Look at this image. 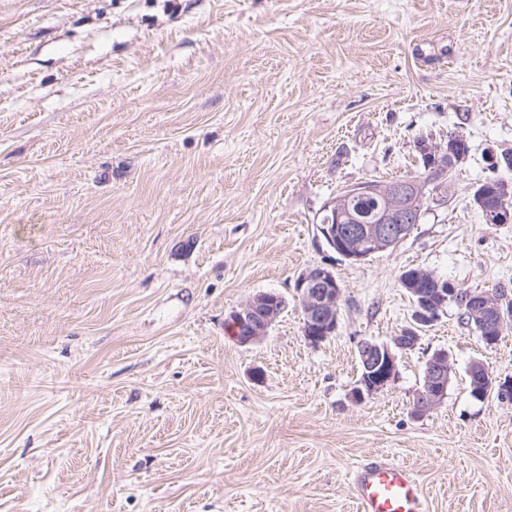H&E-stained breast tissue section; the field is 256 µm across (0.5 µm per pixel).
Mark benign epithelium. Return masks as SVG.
Instances as JSON below:
<instances>
[{
    "label": "benign epithelium",
    "instance_id": "1",
    "mask_svg": "<svg viewBox=\"0 0 512 512\" xmlns=\"http://www.w3.org/2000/svg\"><path fill=\"white\" fill-rule=\"evenodd\" d=\"M458 141L448 139V149L422 145L425 159L435 163L440 175L445 177L460 159L462 153L456 150ZM496 189L500 199L497 209L484 213L488 224H509L512 222V182L499 180ZM414 183L400 182L375 187L361 182L347 189L346 199L359 201L378 197L382 204L371 213L352 211L342 203H332L325 209V219L318 225L326 244L340 256L361 262L368 257L385 252L399 245L412 231L418 221L415 213ZM425 278L435 283L434 295H425L416 287L418 280ZM405 287L414 296V324L393 337L392 343H378L362 340L358 353L364 375L351 389V398L362 402L380 392L392 382L397 374L395 350L412 349L419 343L418 331L436 321L448 308V289L443 281L432 273L419 270L405 279ZM293 288L298 295L303 311V336L310 344L327 340L336 331L338 324L341 288L334 272L327 267H315L300 274ZM471 304L476 306L477 316L503 330L506 318L495 293L481 290L470 293ZM285 307V299L278 292H262L252 295L240 309L229 315V322L237 341L254 344L262 341ZM453 372L448 352L439 350L427 358L424 370V387L417 390L411 405L415 418L428 415L448 395Z\"/></svg>",
    "mask_w": 512,
    "mask_h": 512
}]
</instances>
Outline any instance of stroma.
<instances>
[{
    "label": "stroma",
    "instance_id": "stroma-1",
    "mask_svg": "<svg viewBox=\"0 0 512 512\" xmlns=\"http://www.w3.org/2000/svg\"><path fill=\"white\" fill-rule=\"evenodd\" d=\"M457 135L447 206L364 262L328 248L327 204ZM506 154L512 0H0V512H359L373 456L427 512H512V401L466 374L511 381L512 329L487 347L448 306L350 397L358 341L412 321L404 270L512 291V223L472 200ZM319 266L342 295L312 345L292 285ZM260 291L288 305L239 344ZM285 299L278 292L252 295L239 310L229 315L231 328L240 344L262 341L285 307ZM424 371V387L418 389L411 405V414L414 418L428 415L437 408L448 395L453 372L448 352L439 350L427 358L422 369Z\"/></svg>",
    "mask_w": 512,
    "mask_h": 512
}]
</instances>
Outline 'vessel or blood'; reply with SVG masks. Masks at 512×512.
<instances>
[{
	"label": "vessel or blood",
	"mask_w": 512,
	"mask_h": 512,
	"mask_svg": "<svg viewBox=\"0 0 512 512\" xmlns=\"http://www.w3.org/2000/svg\"><path fill=\"white\" fill-rule=\"evenodd\" d=\"M351 485L360 512H427L420 485L407 466L367 459L353 469Z\"/></svg>",
	"instance_id": "1"
}]
</instances>
